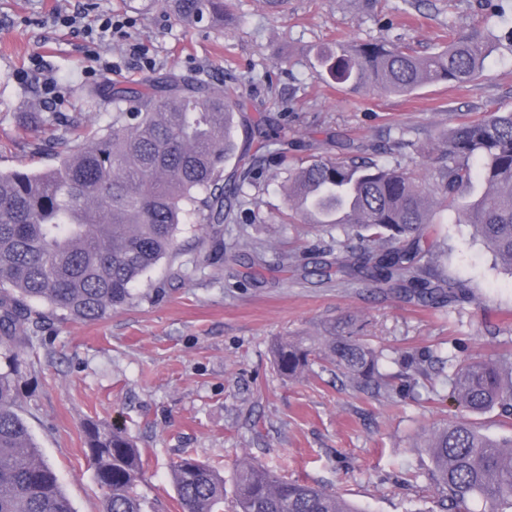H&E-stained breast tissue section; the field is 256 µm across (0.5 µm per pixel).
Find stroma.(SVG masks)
<instances>
[{
  "mask_svg": "<svg viewBox=\"0 0 512 512\" xmlns=\"http://www.w3.org/2000/svg\"><path fill=\"white\" fill-rule=\"evenodd\" d=\"M227 25L195 28L142 0H0V170L41 169L78 132L112 121L87 94L131 87L144 76L200 74L242 92V120L273 117L291 146L257 162L238 217L224 226V259L207 261L195 217L178 253L135 284L133 298L97 321L44 309L42 327L21 346L20 410L43 459L76 512H101L105 498L86 454L83 424L124 427L142 452L138 491L148 512H180L171 464L184 451L218 469L224 496L250 456L278 474L342 494L365 512H431L439 496L423 432L460 416L450 396L452 366L464 355L512 357V273L437 209L428 239L445 246L439 273L463 284L465 299L435 307L369 280L336 283L313 275L329 254L360 248L355 235L303 223L284 189L289 170L333 158L335 139L367 145L366 156L400 164L432 181L449 130L482 112L512 111V0H228ZM78 21L66 26L61 16ZM112 14L127 27L101 39L87 27ZM497 34L474 81L437 83L399 96L354 90L318 76L316 53L342 39L398 41L423 55L449 29ZM140 45L143 56L133 55ZM63 113L51 127L40 116ZM263 251L250 264L237 246ZM354 318L381 351L389 380L374 393L313 365L291 380L271 346L282 336L315 335L322 322ZM422 371L410 375V363Z\"/></svg>",
  "mask_w": 512,
  "mask_h": 512,
  "instance_id": "stroma-1",
  "label": "stroma"
}]
</instances>
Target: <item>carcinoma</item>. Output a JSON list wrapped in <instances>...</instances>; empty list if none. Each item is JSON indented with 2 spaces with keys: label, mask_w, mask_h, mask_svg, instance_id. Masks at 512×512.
<instances>
[{
  "label": "carcinoma",
  "mask_w": 512,
  "mask_h": 512,
  "mask_svg": "<svg viewBox=\"0 0 512 512\" xmlns=\"http://www.w3.org/2000/svg\"><path fill=\"white\" fill-rule=\"evenodd\" d=\"M178 21L211 26L225 21L224 0H152ZM491 37L448 28V47L416 55L387 41L338 40L318 54L320 77L353 89L398 94L421 86L475 80ZM112 105V124L85 131V144L53 156L41 170L0 171V347L10 349L18 329L37 332L42 301L81 321L100 320L132 299L131 286L177 250L186 214L212 232L243 191L224 182V160L234 155V117L243 110L234 88L198 75L168 72L135 87L88 94ZM246 138L264 145L286 133L259 119ZM443 164L433 183L420 185L397 164L353 158L314 159L288 173V201L303 219L365 232L359 253L338 254L339 273L366 272L378 282L410 288L422 303L453 302L458 286L436 274L434 251L423 249L434 207L455 208L458 223L512 272V112L490 111L448 132ZM478 182L483 191L457 205L459 191ZM279 371L291 378L315 359L353 386L381 390L380 353L351 319L326 322L317 336H285L272 344ZM18 355L0 364V512H76L55 470L18 409ZM451 397L470 413L493 408L512 416V362L464 358L450 376ZM95 476L105 491L103 512H145L139 448L119 426H84ZM428 450L444 512H462L479 497L488 512H512V439L497 440L461 418L434 429ZM181 512H224V477L192 454L171 468ZM232 512H364L348 500L303 480H290L245 458L238 464Z\"/></svg>",
  "instance_id": "1"
}]
</instances>
